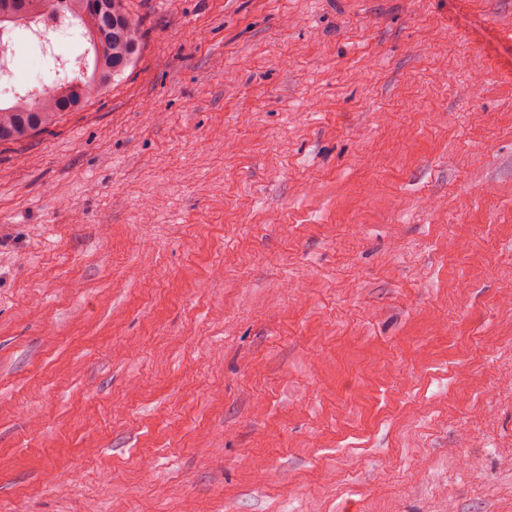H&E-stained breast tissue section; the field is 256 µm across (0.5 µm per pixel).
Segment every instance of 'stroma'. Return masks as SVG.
<instances>
[{
	"label": "stroma",
	"mask_w": 512,
	"mask_h": 512,
	"mask_svg": "<svg viewBox=\"0 0 512 512\" xmlns=\"http://www.w3.org/2000/svg\"><path fill=\"white\" fill-rule=\"evenodd\" d=\"M126 3L0 145V512H512V0ZM53 1V3H50ZM19 9L16 0H0V30L5 34L13 28L25 27L34 37L47 42L52 38L39 33L46 21L60 13L71 26L77 22L84 30L92 51L93 62L89 73L88 66L82 70V62L76 74H65L58 79V86L49 94L36 89L16 94L15 99L4 104L0 100V144L18 143L55 125L65 112L73 110L83 98L94 91L111 85L116 77L135 63L140 44L141 31L128 15L124 0H22ZM55 96V97H54ZM52 97H54L52 100Z\"/></svg>",
	"instance_id": "35a3bbf8"
}]
</instances>
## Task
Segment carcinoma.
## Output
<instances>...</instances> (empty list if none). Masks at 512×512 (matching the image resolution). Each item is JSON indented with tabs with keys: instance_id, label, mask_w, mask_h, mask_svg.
I'll list each match as a JSON object with an SVG mask.
<instances>
[{
	"instance_id": "carcinoma-1",
	"label": "carcinoma",
	"mask_w": 512,
	"mask_h": 512,
	"mask_svg": "<svg viewBox=\"0 0 512 512\" xmlns=\"http://www.w3.org/2000/svg\"><path fill=\"white\" fill-rule=\"evenodd\" d=\"M66 14L71 26L84 29L92 51L91 71L78 69L74 76L58 79V86L47 95L31 89L15 99L0 102V144L18 143L55 125L94 91L112 84L133 66L141 44V31L128 15L125 0H0V30L16 27L39 31L46 21Z\"/></svg>"
}]
</instances>
